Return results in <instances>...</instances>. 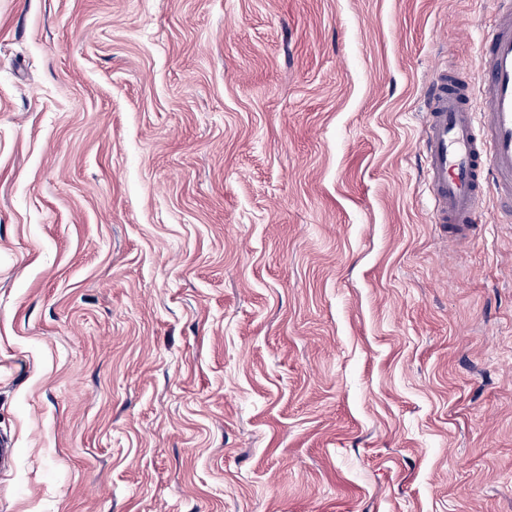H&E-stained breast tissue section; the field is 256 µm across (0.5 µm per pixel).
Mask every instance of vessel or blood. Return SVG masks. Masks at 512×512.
Instances as JSON below:
<instances>
[{"instance_id": "vessel-or-blood-1", "label": "vessel or blood", "mask_w": 512, "mask_h": 512, "mask_svg": "<svg viewBox=\"0 0 512 512\" xmlns=\"http://www.w3.org/2000/svg\"><path fill=\"white\" fill-rule=\"evenodd\" d=\"M495 2V18L478 36L476 82L444 68L428 84L425 161L436 224L477 223L489 189L512 219V0Z\"/></svg>"}]
</instances>
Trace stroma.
I'll list each match as a JSON object with an SVG mask.
<instances>
[{
  "mask_svg": "<svg viewBox=\"0 0 512 512\" xmlns=\"http://www.w3.org/2000/svg\"><path fill=\"white\" fill-rule=\"evenodd\" d=\"M493 0H0V512H512V223L425 194Z\"/></svg>",
  "mask_w": 512,
  "mask_h": 512,
  "instance_id": "stroma-1",
  "label": "stroma"
}]
</instances>
